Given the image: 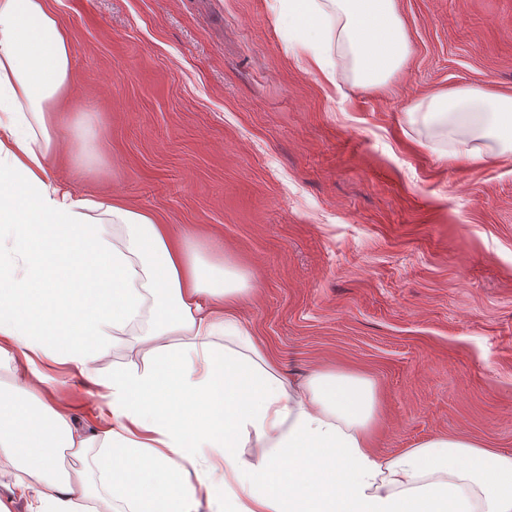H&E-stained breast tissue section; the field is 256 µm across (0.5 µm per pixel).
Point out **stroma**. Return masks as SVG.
Segmentation results:
<instances>
[{"mask_svg":"<svg viewBox=\"0 0 512 512\" xmlns=\"http://www.w3.org/2000/svg\"><path fill=\"white\" fill-rule=\"evenodd\" d=\"M272 5L52 0L75 90L52 176L244 271L239 317L285 377L374 383L380 455L442 435L512 454V160L492 140L452 158L409 114L458 87L512 93V0H396L405 65L377 88L341 70L339 94ZM52 397L93 428L91 387Z\"/></svg>","mask_w":512,"mask_h":512,"instance_id":"35a3bbf8","label":"stroma"}]
</instances>
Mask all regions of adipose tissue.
<instances>
[{
	"mask_svg": "<svg viewBox=\"0 0 512 512\" xmlns=\"http://www.w3.org/2000/svg\"><path fill=\"white\" fill-rule=\"evenodd\" d=\"M276 10L328 84L344 63L380 86L407 60L396 0ZM71 76L50 0H0V365L24 381L0 389V512H512V455L440 436L382 459L372 381L319 370L291 385L238 315L243 274L146 212L63 188L49 162ZM409 114L455 135L460 158L495 138L512 153V95L458 88ZM137 323L141 364L101 374ZM59 370L94 387L92 432L49 400ZM62 448L94 449L91 467L62 468Z\"/></svg>",
	"mask_w": 512,
	"mask_h": 512,
	"instance_id": "obj_1",
	"label": "adipose tissue"
}]
</instances>
